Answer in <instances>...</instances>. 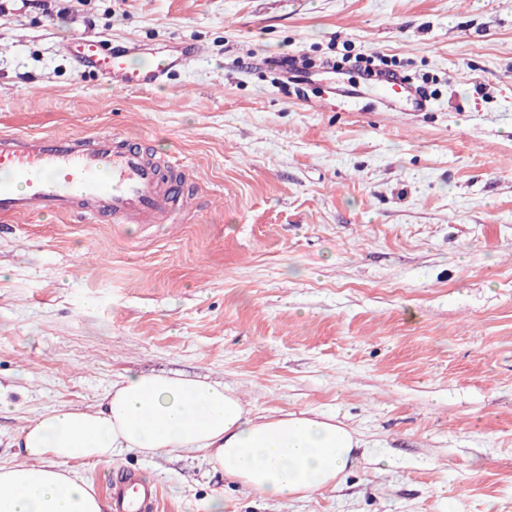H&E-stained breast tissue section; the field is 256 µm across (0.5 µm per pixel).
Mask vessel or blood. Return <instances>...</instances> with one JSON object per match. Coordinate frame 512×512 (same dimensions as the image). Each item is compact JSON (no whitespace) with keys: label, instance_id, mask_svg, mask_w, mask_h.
Masks as SVG:
<instances>
[{"label":"vessel or blood","instance_id":"1","mask_svg":"<svg viewBox=\"0 0 512 512\" xmlns=\"http://www.w3.org/2000/svg\"><path fill=\"white\" fill-rule=\"evenodd\" d=\"M201 53L191 43L173 50L110 45L82 36L75 51L80 73H93L119 88L149 89L185 70ZM392 111H426L401 78L374 79ZM189 167L151 158L136 137L102 133L82 140L69 134H0V222L51 213L108 224H159L187 213L179 191ZM159 487L120 466L112 480V512H157Z\"/></svg>","mask_w":512,"mask_h":512}]
</instances>
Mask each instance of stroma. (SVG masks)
Here are the masks:
<instances>
[{
	"label": "stroma",
	"instance_id": "35a3bbf8",
	"mask_svg": "<svg viewBox=\"0 0 512 512\" xmlns=\"http://www.w3.org/2000/svg\"><path fill=\"white\" fill-rule=\"evenodd\" d=\"M91 33L203 56L150 90L78 76ZM372 53L427 112L342 110ZM304 57L309 83L271 59ZM127 133L193 171L180 224L0 223V465L130 371L313 411L372 461L294 501L188 451L118 453L158 512H512V0H0V131ZM383 464H375V457Z\"/></svg>",
	"mask_w": 512,
	"mask_h": 512
}]
</instances>
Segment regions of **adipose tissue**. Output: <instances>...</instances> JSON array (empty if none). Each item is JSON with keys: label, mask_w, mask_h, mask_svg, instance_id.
I'll list each match as a JSON object with an SVG mask.
<instances>
[{"label": "adipose tissue", "mask_w": 512, "mask_h": 512, "mask_svg": "<svg viewBox=\"0 0 512 512\" xmlns=\"http://www.w3.org/2000/svg\"><path fill=\"white\" fill-rule=\"evenodd\" d=\"M17 445L25 461L0 466V512H103L76 467L124 450L197 452L229 481L277 501L334 485L367 454L352 430L321 414L258 416L223 384L137 372L97 409L41 413Z\"/></svg>", "instance_id": "ef3b65f1"}]
</instances>
